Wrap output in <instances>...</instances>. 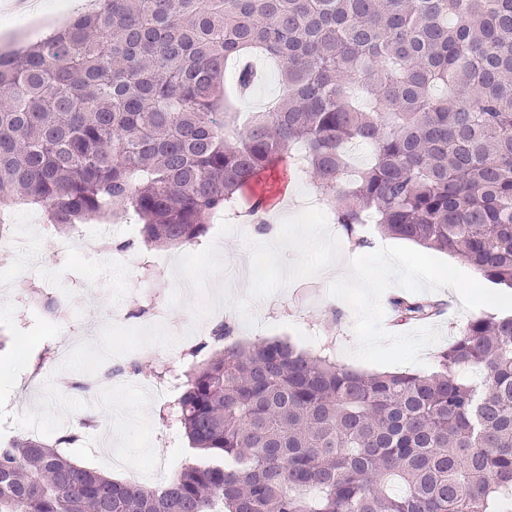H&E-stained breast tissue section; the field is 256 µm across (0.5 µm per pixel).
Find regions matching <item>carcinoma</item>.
I'll return each instance as SVG.
<instances>
[{
	"label": "carcinoma",
	"instance_id": "cac0c4a2",
	"mask_svg": "<svg viewBox=\"0 0 512 512\" xmlns=\"http://www.w3.org/2000/svg\"><path fill=\"white\" fill-rule=\"evenodd\" d=\"M281 64L273 109L239 120L224 66ZM371 161L348 171V147ZM301 146L336 223L446 252L512 288V0H94L0 52V209L71 232L136 215L190 247ZM401 322L440 303L400 296ZM214 328L176 421L207 459L165 488L0 445V512H512V315L472 319L427 374H367Z\"/></svg>",
	"mask_w": 512,
	"mask_h": 512
}]
</instances>
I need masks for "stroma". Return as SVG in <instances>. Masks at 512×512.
I'll use <instances>...</instances> for the list:
<instances>
[{"label": "stroma", "instance_id": "obj_1", "mask_svg": "<svg viewBox=\"0 0 512 512\" xmlns=\"http://www.w3.org/2000/svg\"><path fill=\"white\" fill-rule=\"evenodd\" d=\"M59 0H43L40 15H7L0 12V48L25 47L57 27ZM0 268L15 272L17 296L0 295V335L6 344L0 349V383L14 371L15 327H22L29 338V362L52 348L56 334L74 326L84 332L68 364L59 366L47 360L42 378L49 394L31 390L17 395L24 414L18 421V435L38 430L55 438L80 430L81 439L68 448V455L79 464L104 471L114 479H128L127 469L112 466L111 453L124 454L139 467L138 480L151 487L148 473L151 459H165L182 468L201 459L192 449L184 431L163 426L160 406L147 389L153 378L147 369L133 385L113 386L103 376L107 365L97 351L129 348L145 367L160 351L178 355L181 337L192 335L197 325H213L214 317L195 320L191 307L198 296L188 293L182 305L169 303L175 284L174 270L157 271L148 267L126 268L113 264L108 251L84 252L74 248L55 260L18 267L13 254L0 250ZM328 279L314 276L294 281L269 299L261 338L281 339L315 354L326 340H334L336 362L343 367L374 372V365L358 361L348 351L356 344L353 331L355 313L342 300L328 296ZM42 288L70 295L66 320L54 323L43 308L21 303L22 295ZM424 298L441 301L443 315L435 320L441 338L435 348L426 349L425 361H432L435 350L444 349L470 319L482 316V309L463 310L456 293L446 289L427 290ZM127 316L123 326H113L109 312ZM87 383V390L73 389V382Z\"/></svg>", "mask_w": 512, "mask_h": 512}]
</instances>
